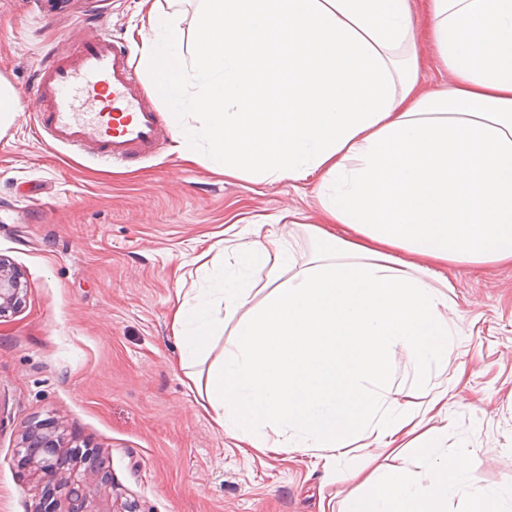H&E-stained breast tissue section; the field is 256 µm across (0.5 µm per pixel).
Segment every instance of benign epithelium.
I'll return each mask as SVG.
<instances>
[{"instance_id": "1", "label": "benign epithelium", "mask_w": 512, "mask_h": 512, "mask_svg": "<svg viewBox=\"0 0 512 512\" xmlns=\"http://www.w3.org/2000/svg\"><path fill=\"white\" fill-rule=\"evenodd\" d=\"M22 293L20 273L0 257V317L21 304ZM22 447L35 463L36 472L56 482L58 512H105L97 499L98 489L107 480L102 467L91 466L80 474L67 471L62 437L52 432L28 429Z\"/></svg>"}]
</instances>
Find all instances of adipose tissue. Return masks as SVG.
I'll use <instances>...</instances> for the list:
<instances>
[{"label":"adipose tissue","instance_id":"1","mask_svg":"<svg viewBox=\"0 0 512 512\" xmlns=\"http://www.w3.org/2000/svg\"><path fill=\"white\" fill-rule=\"evenodd\" d=\"M200 2L187 45L178 9L147 11L141 61L177 151L206 152L228 178L318 177L322 221L302 265L270 224L210 244L233 247L242 272L172 312L187 387L235 447L319 448L328 471L357 434L412 440L435 461L429 485L377 470L344 512H447L472 458H441L447 427L418 430L448 389L403 398L391 354L419 372L447 359L448 263L512 264V0H430L454 83L426 95L410 0ZM255 265L264 285L244 274ZM229 321V348L209 359Z\"/></svg>","mask_w":512,"mask_h":512}]
</instances>
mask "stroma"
<instances>
[{
	"instance_id": "35a3bbf8",
	"label": "stroma",
	"mask_w": 512,
	"mask_h": 512,
	"mask_svg": "<svg viewBox=\"0 0 512 512\" xmlns=\"http://www.w3.org/2000/svg\"><path fill=\"white\" fill-rule=\"evenodd\" d=\"M419 31L418 83L452 86L424 30L428 0H412ZM139 0H0V77L25 108L0 135V256L23 275L26 297L0 318V512H47L55 493L17 452L25 426L58 423L65 447L100 464L115 512H322L363 492L348 472L407 467L427 486L428 460L354 437L328 473L311 454H243L184 384L170 311L177 290L209 287L216 273L196 257L230 224L283 227L298 262L312 251L315 182L255 183L187 164L167 140L130 166L76 155L33 129V74L48 55H73L90 21L139 59ZM446 363L414 375L392 360L405 386L448 382V456L474 465L448 498L512 485V265L447 269Z\"/></svg>"
}]
</instances>
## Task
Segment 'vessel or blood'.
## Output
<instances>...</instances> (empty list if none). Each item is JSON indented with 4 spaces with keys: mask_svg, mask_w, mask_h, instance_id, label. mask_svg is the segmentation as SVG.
I'll list each match as a JSON object with an SVG mask.
<instances>
[{
    "mask_svg": "<svg viewBox=\"0 0 512 512\" xmlns=\"http://www.w3.org/2000/svg\"><path fill=\"white\" fill-rule=\"evenodd\" d=\"M32 89L35 133L59 146L124 163L152 155L169 136L129 53L104 29L87 31L74 55L40 65Z\"/></svg>",
    "mask_w": 512,
    "mask_h": 512,
    "instance_id": "obj_1",
    "label": "vessel or blood"
}]
</instances>
